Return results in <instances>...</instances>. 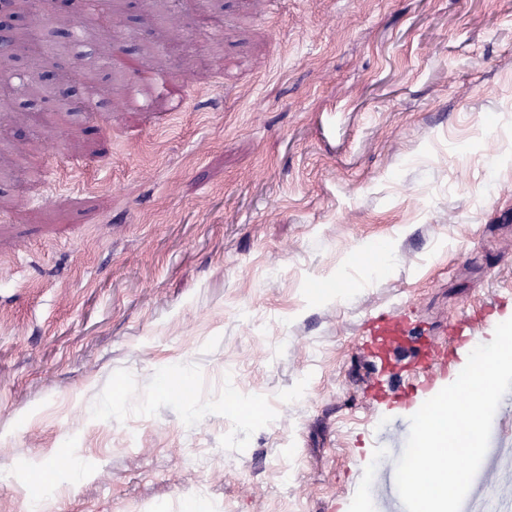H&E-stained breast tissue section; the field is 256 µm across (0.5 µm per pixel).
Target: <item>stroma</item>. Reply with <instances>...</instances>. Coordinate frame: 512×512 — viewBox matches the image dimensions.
Returning a JSON list of instances; mask_svg holds the SVG:
<instances>
[{"instance_id":"1","label":"stroma","mask_w":512,"mask_h":512,"mask_svg":"<svg viewBox=\"0 0 512 512\" xmlns=\"http://www.w3.org/2000/svg\"><path fill=\"white\" fill-rule=\"evenodd\" d=\"M59 13L13 21L62 45L47 92L0 74V512H367L421 400L363 323L512 319V0H168L183 111L60 117L85 69L118 91Z\"/></svg>"}]
</instances>
